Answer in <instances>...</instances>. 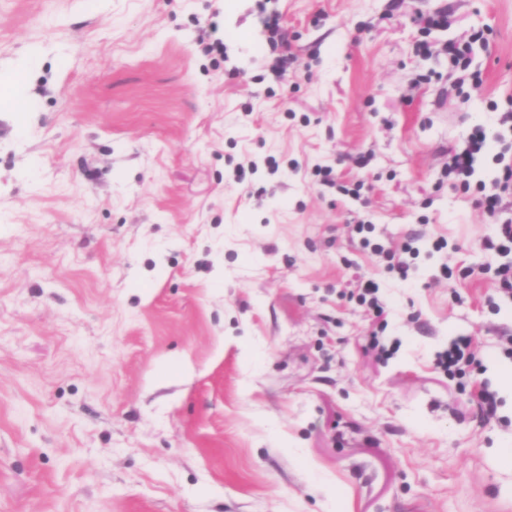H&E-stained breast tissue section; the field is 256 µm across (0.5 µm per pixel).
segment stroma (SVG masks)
<instances>
[{"mask_svg": "<svg viewBox=\"0 0 512 512\" xmlns=\"http://www.w3.org/2000/svg\"><path fill=\"white\" fill-rule=\"evenodd\" d=\"M1 99L0 512H512V0H0ZM485 148L486 135L483 128L478 127L470 135L466 146L455 150L452 154V162L448 165V175L454 174L464 180L471 177L475 172V164ZM474 363L475 353L471 347V340L466 336L452 340L448 348L436 356L437 368L451 379L465 376L467 368Z\"/></svg>", "mask_w": 512, "mask_h": 512, "instance_id": "1", "label": "stroma"}]
</instances>
